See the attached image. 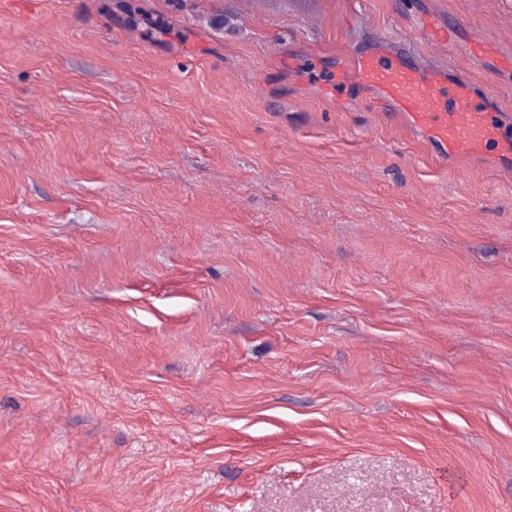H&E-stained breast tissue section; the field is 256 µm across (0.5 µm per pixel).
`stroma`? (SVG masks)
Returning <instances> with one entry per match:
<instances>
[{"label": "stroma", "mask_w": 512, "mask_h": 512, "mask_svg": "<svg viewBox=\"0 0 512 512\" xmlns=\"http://www.w3.org/2000/svg\"><path fill=\"white\" fill-rule=\"evenodd\" d=\"M387 37L512 128V0L0 14V512H512V177ZM350 74L359 84L376 89L444 152L480 155L501 137L499 114L478 108L468 83L449 86L446 71L363 54L354 59Z\"/></svg>", "instance_id": "stroma-1"}]
</instances>
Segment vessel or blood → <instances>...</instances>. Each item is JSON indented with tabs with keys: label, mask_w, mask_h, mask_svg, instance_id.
Masks as SVG:
<instances>
[{
	"label": "vessel or blood",
	"mask_w": 512,
	"mask_h": 512,
	"mask_svg": "<svg viewBox=\"0 0 512 512\" xmlns=\"http://www.w3.org/2000/svg\"><path fill=\"white\" fill-rule=\"evenodd\" d=\"M350 74L359 84L376 89L444 152L479 155L498 140L512 152V140L501 138L498 113L477 107L470 85L449 83L445 71L363 54L354 59Z\"/></svg>",
	"instance_id": "1"
}]
</instances>
